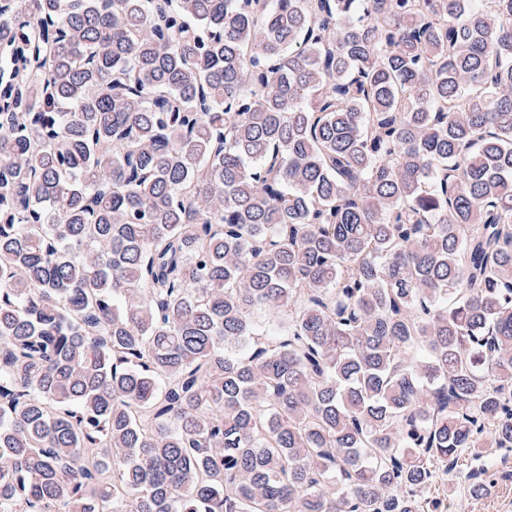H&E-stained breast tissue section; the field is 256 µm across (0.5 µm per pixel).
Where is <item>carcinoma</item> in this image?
<instances>
[{
	"instance_id": "cac0c4a2",
	"label": "carcinoma",
	"mask_w": 512,
	"mask_h": 512,
	"mask_svg": "<svg viewBox=\"0 0 512 512\" xmlns=\"http://www.w3.org/2000/svg\"><path fill=\"white\" fill-rule=\"evenodd\" d=\"M0 63V512L488 492L512 0H0Z\"/></svg>"
}]
</instances>
